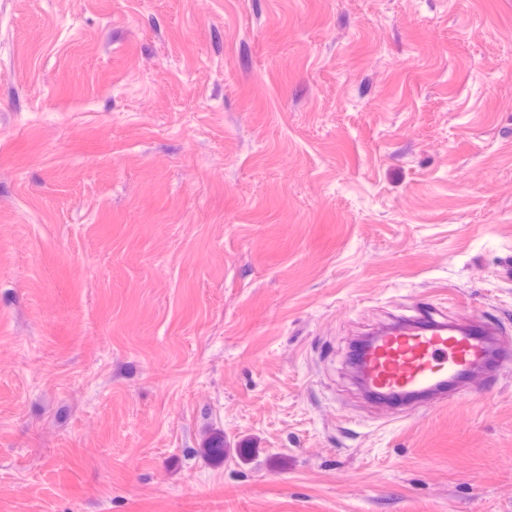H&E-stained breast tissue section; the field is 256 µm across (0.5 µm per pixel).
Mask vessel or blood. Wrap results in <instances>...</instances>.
<instances>
[{"label": "vessel or blood", "mask_w": 512, "mask_h": 512, "mask_svg": "<svg viewBox=\"0 0 512 512\" xmlns=\"http://www.w3.org/2000/svg\"><path fill=\"white\" fill-rule=\"evenodd\" d=\"M371 348L354 349L350 361L374 404L393 407V395L418 393L419 404L437 407L486 367L512 365V343L494 323L475 315H448L422 303L374 329Z\"/></svg>", "instance_id": "obj_1"}]
</instances>
